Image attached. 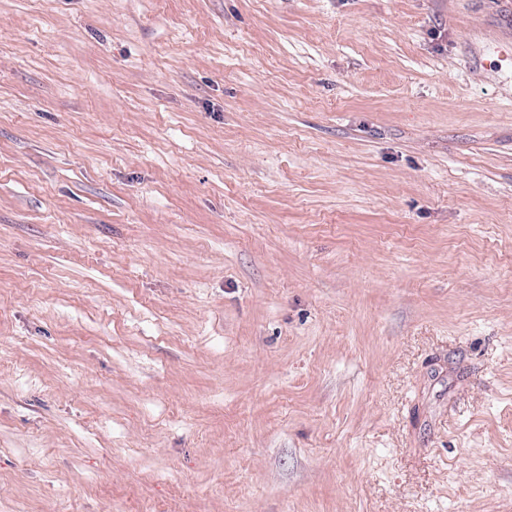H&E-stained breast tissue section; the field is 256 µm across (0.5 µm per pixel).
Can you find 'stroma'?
Masks as SVG:
<instances>
[{
  "label": "stroma",
  "instance_id": "obj_1",
  "mask_svg": "<svg viewBox=\"0 0 512 512\" xmlns=\"http://www.w3.org/2000/svg\"><path fill=\"white\" fill-rule=\"evenodd\" d=\"M0 512H512V0H0Z\"/></svg>",
  "mask_w": 512,
  "mask_h": 512
}]
</instances>
